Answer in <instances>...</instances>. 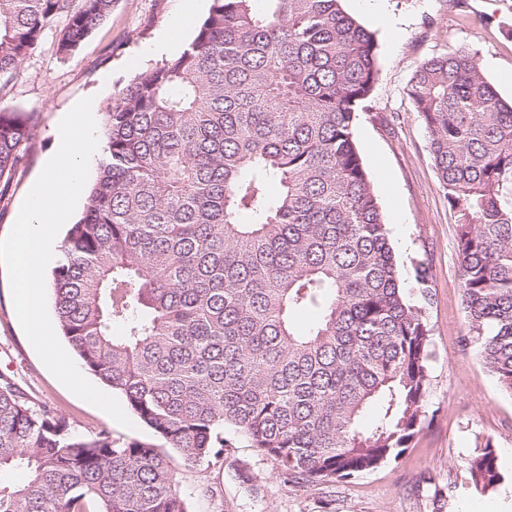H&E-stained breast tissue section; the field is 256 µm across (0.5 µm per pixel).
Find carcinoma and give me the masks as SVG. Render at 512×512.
Segmentation results:
<instances>
[{"label": "carcinoma", "instance_id": "obj_1", "mask_svg": "<svg viewBox=\"0 0 512 512\" xmlns=\"http://www.w3.org/2000/svg\"><path fill=\"white\" fill-rule=\"evenodd\" d=\"M111 9L0 0V78L59 22L58 52L74 53ZM376 47L343 0H212L188 47L107 106L54 313L166 447L78 433L0 375V512H190L176 466L224 457L226 428L293 485L410 448L428 413L427 272L414 301L354 139ZM408 95L455 219L464 343L512 394V102L466 49L424 60ZM30 137L1 106L0 177ZM466 469L476 493L504 479L489 443Z\"/></svg>", "mask_w": 512, "mask_h": 512}]
</instances>
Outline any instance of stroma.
I'll return each instance as SVG.
<instances>
[{"label": "stroma", "instance_id": "1", "mask_svg": "<svg viewBox=\"0 0 512 512\" xmlns=\"http://www.w3.org/2000/svg\"><path fill=\"white\" fill-rule=\"evenodd\" d=\"M187 0H114L107 18L69 56L57 51L58 31L44 35L23 61L0 104L21 111L31 129L23 158L0 179V238L55 149L59 113L80 99L111 103L134 74L155 66L146 47L184 13L176 36L189 44L207 9L186 12ZM345 10L377 40L378 82L354 136L380 204L406 289L412 262L430 268L427 315L434 358L428 398L432 420L397 462L330 484H285L276 464L245 436L220 460L179 469L191 512H512V395L505 393L462 338L467 323L457 276L456 231L439 188L421 116L408 95L427 58L460 48L475 54L486 79L512 100V0H345ZM35 405L64 414L73 429H102L126 440H151L143 425L127 429L60 383L40 360L11 312L7 272L0 267V375ZM491 442L505 479L488 495L471 494L465 458Z\"/></svg>", "mask_w": 512, "mask_h": 512}]
</instances>
